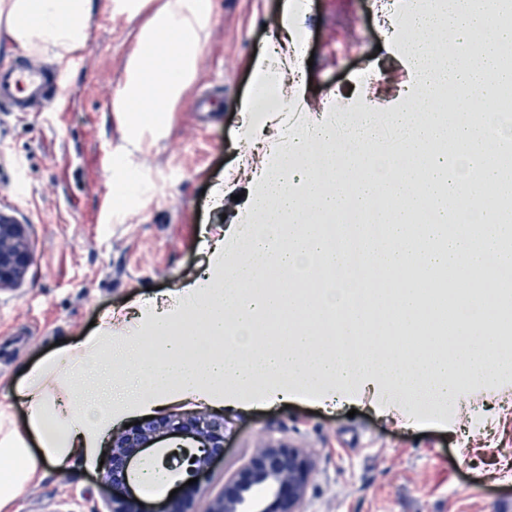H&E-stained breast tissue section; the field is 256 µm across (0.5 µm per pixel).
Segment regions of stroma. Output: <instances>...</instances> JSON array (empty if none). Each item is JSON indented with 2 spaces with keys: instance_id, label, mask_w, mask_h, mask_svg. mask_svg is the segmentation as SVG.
Listing matches in <instances>:
<instances>
[{
  "instance_id": "stroma-1",
  "label": "stroma",
  "mask_w": 512,
  "mask_h": 512,
  "mask_svg": "<svg viewBox=\"0 0 512 512\" xmlns=\"http://www.w3.org/2000/svg\"><path fill=\"white\" fill-rule=\"evenodd\" d=\"M284 0H213L197 78L171 115L169 135L132 150L152 189L109 218L112 152L121 132L112 112L140 17L94 0L85 48L42 61L68 89L70 104L17 112L0 104V212L24 224L31 264L22 283L0 290V423L25 433L28 406L10 392L50 353L92 334L108 311L133 317L132 303L202 276L209 242L240 207L215 189L245 151L239 107L251 98L253 59L271 42ZM303 0L304 70L310 106L347 116L390 112L411 72L384 32L401 0ZM382 74L377 92L356 96L363 76ZM214 101L200 112L201 92ZM224 419V458L202 481L198 507L221 493L253 452L285 442L305 449L312 469L301 512H512V378L478 389L467 383L449 409L412 414L402 427L381 415L376 396L335 407L299 397L249 410L212 407ZM109 489L98 460L67 473L45 470L0 512H106Z\"/></svg>"
}]
</instances>
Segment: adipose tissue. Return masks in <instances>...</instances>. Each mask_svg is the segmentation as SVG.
I'll return each instance as SVG.
<instances>
[{"mask_svg":"<svg viewBox=\"0 0 512 512\" xmlns=\"http://www.w3.org/2000/svg\"><path fill=\"white\" fill-rule=\"evenodd\" d=\"M506 7L507 0H462L446 15L426 0H407L393 26L389 48L414 80L404 88L409 109L390 113L389 121L405 133L403 153L425 156L428 174L421 178L407 168L392 170L394 153L372 132L368 114H360L348 131L329 112L315 113L299 129L285 126L292 104L286 77L303 48L302 18L290 0L275 33V52L254 63L257 92L278 88L279 102L260 115L254 100L240 104L243 140L256 158L241 223L216 241L212 273L177 289L167 302L149 299L140 305L136 335H113L116 318L105 314L96 335L58 349L14 386L28 405L29 428L42 435L43 445L32 451L18 434L0 442V508L46 468L65 471L89 461L94 438L125 412L185 402L247 409L303 392L328 401L370 388L408 413L432 400L455 402L465 383H491L505 373L502 339L483 329L482 321L501 305L495 282L499 268L512 267V252L499 251L497 212L479 193L495 190L494 156L512 146L511 128L497 145L484 138L496 119V87L512 82V70L498 64L502 46L512 45V24L502 19ZM91 11L92 0H0L9 36L32 54L50 52L59 59L85 47ZM145 14L113 102L123 140L135 145L168 135L171 114L197 77L213 3L162 0ZM446 30L455 35L452 56L435 48L436 36ZM446 95L465 111L466 124L434 111V102ZM446 135L454 141V154L429 150V141ZM340 137L353 161L372 162L378 174L355 178L343 169L332 185H322V158L314 148L335 145ZM476 170L483 175L479 187L469 179ZM148 180L122 152L114 153L113 216L128 210ZM381 193L403 195L412 206L430 205L436 214L435 223L421 225L414 238L406 234L405 213L385 218L386 241L370 263L391 282L393 305L418 313L422 303L413 281L451 269L474 282L467 303L476 318L460 326L457 349L389 357L383 345L373 344L364 363L349 367L330 351L325 332L306 325L309 311L336 306L345 291L320 290L310 281L316 270L338 261L323 218L352 206L369 207ZM452 195L480 227L478 236L449 233ZM290 321L299 327L287 345L270 343L269 330ZM115 347L133 354L121 383L111 382L93 401L79 403L76 394L89 377H111L112 361L104 353Z\"/></svg>","mask_w":512,"mask_h":512,"instance_id":"adipose-tissue-1","label":"adipose tissue"}]
</instances>
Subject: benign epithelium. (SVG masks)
Here are the masks:
<instances>
[{
	"label": "benign epithelium",
	"mask_w": 512,
	"mask_h": 512,
	"mask_svg": "<svg viewBox=\"0 0 512 512\" xmlns=\"http://www.w3.org/2000/svg\"><path fill=\"white\" fill-rule=\"evenodd\" d=\"M31 260L24 225L0 213V290L18 285ZM181 438L197 445L191 477L203 479L212 464L224 456V420L210 416H170L138 424L112 438L103 464V479L111 489L107 512H195L198 483L178 486L184 493L156 505L142 501L129 489L130 464L140 448L161 439ZM311 463L308 454L284 442L256 449L222 493L208 504L207 512H300Z\"/></svg>",
	"instance_id": "benign-epithelium-1"
}]
</instances>
